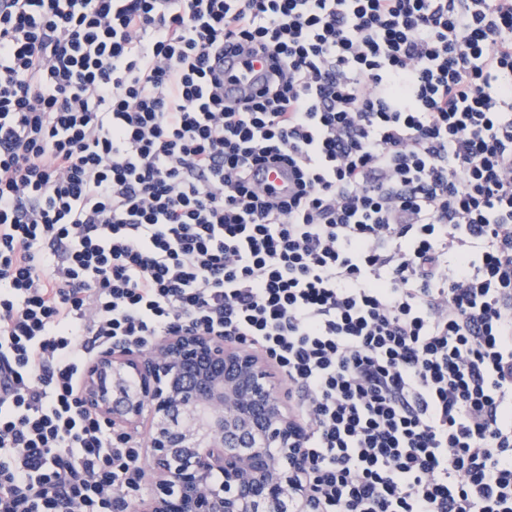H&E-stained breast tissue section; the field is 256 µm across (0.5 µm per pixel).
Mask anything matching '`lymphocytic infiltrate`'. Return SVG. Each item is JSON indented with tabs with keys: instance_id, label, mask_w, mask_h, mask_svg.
Returning a JSON list of instances; mask_svg holds the SVG:
<instances>
[{
	"instance_id": "1",
	"label": "lymphocytic infiltrate",
	"mask_w": 512,
	"mask_h": 512,
	"mask_svg": "<svg viewBox=\"0 0 512 512\" xmlns=\"http://www.w3.org/2000/svg\"><path fill=\"white\" fill-rule=\"evenodd\" d=\"M180 325L287 383L280 512H512V0H0V512L140 490L78 388Z\"/></svg>"
}]
</instances>
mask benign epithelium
Here are the masks:
<instances>
[{
  "mask_svg": "<svg viewBox=\"0 0 512 512\" xmlns=\"http://www.w3.org/2000/svg\"><path fill=\"white\" fill-rule=\"evenodd\" d=\"M78 396L114 429L145 427L140 512H278L302 493L287 391L265 357L222 336L182 326L148 351L113 345Z\"/></svg>",
  "mask_w": 512,
  "mask_h": 512,
  "instance_id": "1",
  "label": "benign epithelium"
}]
</instances>
